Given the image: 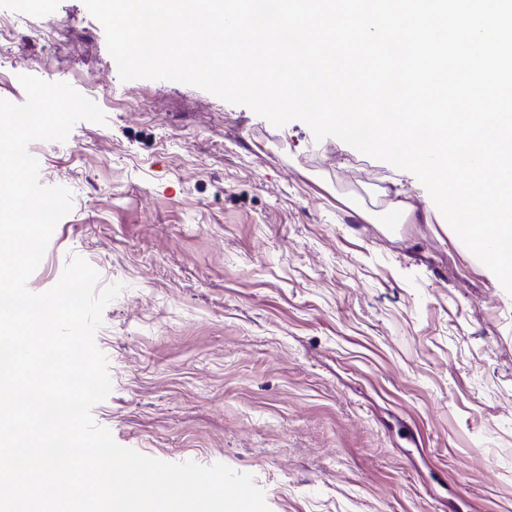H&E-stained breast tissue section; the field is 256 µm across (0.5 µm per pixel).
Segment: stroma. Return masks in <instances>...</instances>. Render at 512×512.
<instances>
[{
  "instance_id": "35a3bbf8",
  "label": "stroma",
  "mask_w": 512,
  "mask_h": 512,
  "mask_svg": "<svg viewBox=\"0 0 512 512\" xmlns=\"http://www.w3.org/2000/svg\"><path fill=\"white\" fill-rule=\"evenodd\" d=\"M22 74L106 116L31 145L73 206L28 287L74 257L122 284L92 409L119 445L252 474L270 512H512V294L412 173L122 81L83 0H0V98L25 102ZM389 189L430 222L391 223Z\"/></svg>"
}]
</instances>
